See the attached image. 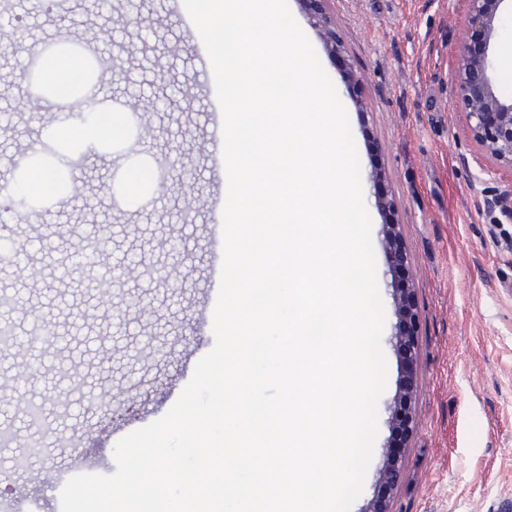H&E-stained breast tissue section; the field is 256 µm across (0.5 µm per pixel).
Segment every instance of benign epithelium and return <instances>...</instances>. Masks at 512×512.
<instances>
[{
	"label": "benign epithelium",
	"instance_id": "obj_1",
	"mask_svg": "<svg viewBox=\"0 0 512 512\" xmlns=\"http://www.w3.org/2000/svg\"><path fill=\"white\" fill-rule=\"evenodd\" d=\"M308 5L309 18L319 28L328 53L345 65L348 83L355 87L361 76L350 66L347 54L331 22L323 12L324 0H303ZM465 13L462 23V36L457 46L454 63L450 69L451 90L456 108L466 119L468 138L476 146L478 155L461 156L463 164L469 160L479 161L486 157L494 167L479 166L481 174L493 177L506 169L512 172V98L500 96L489 75V50L497 34L500 7L505 0H463ZM486 209L498 212L501 220L512 223V182L504 189H498L483 197ZM386 245L390 249L392 268L406 262V255L396 249L393 223L383 224ZM393 296L401 312L396 346L400 354L412 357L415 345V312L409 297V289H394ZM400 453L386 448V466L380 475V483L388 488L393 484Z\"/></svg>",
	"mask_w": 512,
	"mask_h": 512
}]
</instances>
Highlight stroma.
<instances>
[{
    "label": "stroma",
    "instance_id": "1",
    "mask_svg": "<svg viewBox=\"0 0 512 512\" xmlns=\"http://www.w3.org/2000/svg\"><path fill=\"white\" fill-rule=\"evenodd\" d=\"M15 3L26 39L14 49L0 37V114L12 116L0 122V208L23 192L24 177L11 166L18 152L45 142L65 155L82 152L84 163L70 191L34 198L36 218L0 224L4 237L33 245L29 268L0 265V290L16 298L6 317L18 333L41 320L60 338L55 348L0 351V389L12 385L23 362L37 360L40 370L28 386L35 397L51 396L37 426L0 403V428L13 435L10 445H0V502L33 499L36 512H60L58 493L41 476L68 473L78 457L90 473H114L117 428L162 417L190 381V362L212 348V331L198 314L217 298L210 238L225 184L210 157L213 73L200 61L196 28L185 24L171 0H137L133 10L125 0H112L109 14L99 11L97 0H70L67 8L50 11L43 0ZM288 7L348 116L384 308L386 373L377 436L351 512H363L378 498L386 512H503L512 502V223H499L479 198L512 182V174L480 184L459 161L471 143L448 73L462 0H326L336 35L363 78L355 95L303 0H288ZM86 44L95 46L94 65L103 76L98 104L126 117L123 134L98 145L79 137L97 113L51 121L56 101L37 98L20 77L27 51ZM490 73L498 93L511 97L507 7L499 15ZM161 93L172 106L147 111V102ZM170 151L177 154L175 167L142 197L129 196L122 174L152 168L155 157ZM377 179L395 202V231L408 258L404 280L416 312L409 362L394 346L399 318L385 218L374 196ZM106 224L112 262L175 265L179 277L164 284L128 269L105 299L91 274L59 278L79 233ZM166 224L182 242L179 254L157 242L155 230ZM148 302L162 315L139 316ZM103 391L114 397L108 412L92 402ZM404 397L412 430L394 484L384 492L378 475L391 433L388 418ZM34 439L45 452L18 478L10 459Z\"/></svg>",
    "mask_w": 512,
    "mask_h": 512
}]
</instances>
